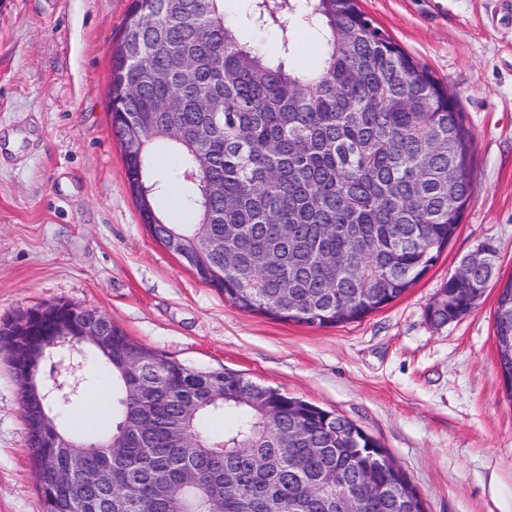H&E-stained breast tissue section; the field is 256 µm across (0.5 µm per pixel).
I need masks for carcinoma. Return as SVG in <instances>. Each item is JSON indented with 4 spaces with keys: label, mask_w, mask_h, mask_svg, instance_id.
Segmentation results:
<instances>
[{
    "label": "carcinoma",
    "mask_w": 512,
    "mask_h": 512,
    "mask_svg": "<svg viewBox=\"0 0 512 512\" xmlns=\"http://www.w3.org/2000/svg\"><path fill=\"white\" fill-rule=\"evenodd\" d=\"M319 36L312 70L289 65L284 18ZM249 20L281 29L266 56L224 21V0H130L112 49L109 108L127 184L148 190L142 221L186 260L207 247L199 277L239 309L321 327L360 321L400 298L455 236L473 194L472 141L455 95L404 51L359 0H252ZM174 154L193 224L159 210L153 155ZM217 184L212 195L207 186ZM448 277L428 310L437 325L467 312L494 276L496 245ZM112 353L80 365L66 394L44 399L57 419L98 381L112 418L66 437L88 462L112 465L104 495L34 429L27 443L41 512H336L365 472L394 492L361 512H425L381 443L352 421L239 373L199 371L135 342L106 314ZM52 320L32 307L26 338L46 348ZM497 357L512 401V278L499 286ZM234 419L220 436L208 419Z\"/></svg>",
    "instance_id": "obj_1"
}]
</instances>
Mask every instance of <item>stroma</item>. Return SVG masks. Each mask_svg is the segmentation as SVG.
Listing matches in <instances>:
<instances>
[{"label": "stroma", "instance_id": "stroma-1", "mask_svg": "<svg viewBox=\"0 0 512 512\" xmlns=\"http://www.w3.org/2000/svg\"><path fill=\"white\" fill-rule=\"evenodd\" d=\"M129 0H0V321L65 300L197 370L235 371L375 437L426 512H512V401L494 315L512 277V0H360L457 96L473 138V194L435 265L398 300L333 327L243 312L143 224L112 130V47ZM224 0L271 55L278 29ZM498 248L466 315L427 309L464 257ZM17 383L0 352V512H40Z\"/></svg>", "mask_w": 512, "mask_h": 512}]
</instances>
